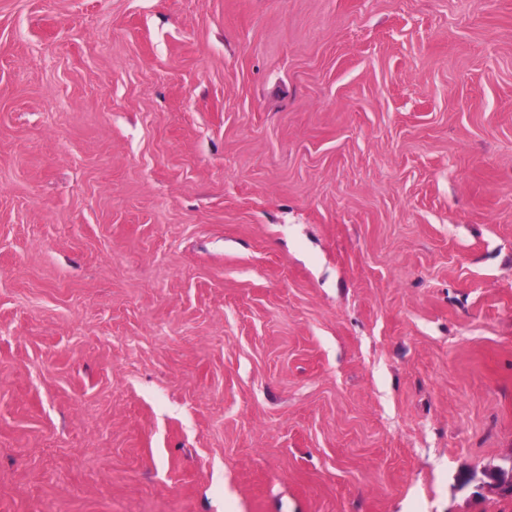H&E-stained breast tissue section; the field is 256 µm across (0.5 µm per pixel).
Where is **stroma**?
I'll list each match as a JSON object with an SVG mask.
<instances>
[{"label":"stroma","instance_id":"35a3bbf8","mask_svg":"<svg viewBox=\"0 0 512 512\" xmlns=\"http://www.w3.org/2000/svg\"><path fill=\"white\" fill-rule=\"evenodd\" d=\"M512 0H0V512H512Z\"/></svg>","mask_w":512,"mask_h":512}]
</instances>
